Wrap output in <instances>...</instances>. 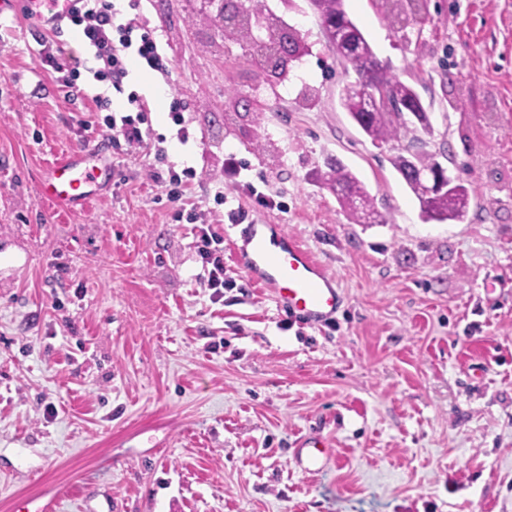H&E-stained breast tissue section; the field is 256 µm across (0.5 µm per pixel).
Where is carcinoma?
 Wrapping results in <instances>:
<instances>
[{
	"label": "carcinoma",
	"instance_id": "obj_1",
	"mask_svg": "<svg viewBox=\"0 0 512 512\" xmlns=\"http://www.w3.org/2000/svg\"><path fill=\"white\" fill-rule=\"evenodd\" d=\"M332 46L345 60L352 63L377 61L370 44L359 27L344 9V0H311ZM409 104L419 112L422 129L430 128L429 115L419 95L409 85L377 66L375 81L367 85L361 81L347 83L341 103L360 129L374 142L399 143L393 165L403 182L418 201L420 211L428 221H454L467 215L469 193L462 184L450 192L442 191L425 197L417 171L433 164V155L411 145H401L402 137L412 123L396 103ZM325 180L336 192V200L353 224H385L386 216L378 209L374 197L363 183L341 163L328 164Z\"/></svg>",
	"mask_w": 512,
	"mask_h": 512
}]
</instances>
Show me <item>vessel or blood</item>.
Returning a JSON list of instances; mask_svg holds the SVG:
<instances>
[{
  "mask_svg": "<svg viewBox=\"0 0 512 512\" xmlns=\"http://www.w3.org/2000/svg\"><path fill=\"white\" fill-rule=\"evenodd\" d=\"M73 2L26 0V7L36 21L52 26L63 22ZM91 158L89 151L77 150L52 165L41 182L43 198L61 210L86 206L91 184L111 173L110 168L91 165ZM235 255L248 280L269 291L290 319L312 325L335 320L342 296L334 279L280 225L250 221L245 244ZM297 459L303 471L320 473L333 463L334 455L326 438L308 435L297 442ZM64 498L61 492L22 497L15 512H60Z\"/></svg>",
  "mask_w": 512,
  "mask_h": 512,
  "instance_id": "1",
  "label": "vessel or blood"
}]
</instances>
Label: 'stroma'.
I'll list each match as a JSON object with an SVG mask.
<instances>
[{
    "mask_svg": "<svg viewBox=\"0 0 512 512\" xmlns=\"http://www.w3.org/2000/svg\"><path fill=\"white\" fill-rule=\"evenodd\" d=\"M308 53L283 77L211 20L215 0H143L172 61L132 70L152 146L125 153L95 128L104 86L65 96L42 67L36 26L0 22V512L77 487L62 512H512V0H345L377 59L412 86L470 205L424 220L391 164L341 106L351 66L308 0H264ZM179 98L189 138L167 113ZM114 166L88 207L38 189L77 146ZM264 177L280 209L246 193L216 204L224 153ZM351 169L387 214L353 224L325 185ZM192 168L173 203L150 172ZM295 237L343 296L336 322L289 323L250 284L228 209ZM202 213L223 240L221 293L196 253ZM330 438L336 462L302 473L294 442Z\"/></svg>",
    "mask_w": 512,
    "mask_h": 512,
    "instance_id": "1",
    "label": "stroma"
}]
</instances>
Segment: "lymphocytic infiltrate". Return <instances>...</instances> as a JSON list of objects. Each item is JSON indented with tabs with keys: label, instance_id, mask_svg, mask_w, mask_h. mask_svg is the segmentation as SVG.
<instances>
[{
	"label": "lymphocytic infiltrate",
	"instance_id": "f902f5d3",
	"mask_svg": "<svg viewBox=\"0 0 512 512\" xmlns=\"http://www.w3.org/2000/svg\"><path fill=\"white\" fill-rule=\"evenodd\" d=\"M124 11L117 9L113 0H76L69 20L80 27L85 42L94 50V79L127 96V108L119 114L109 112V97L98 94L93 98L96 108L104 113L103 126L110 133L113 148L136 149L150 134L146 127L149 105L139 95L125 93L129 67L135 62L165 76L170 65L154 30L126 18Z\"/></svg>",
	"mask_w": 512,
	"mask_h": 512
}]
</instances>
